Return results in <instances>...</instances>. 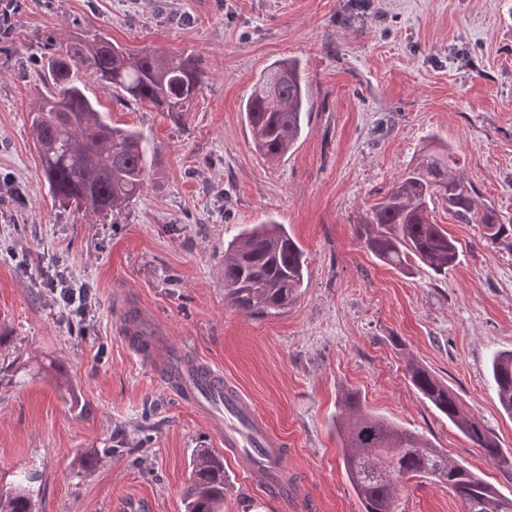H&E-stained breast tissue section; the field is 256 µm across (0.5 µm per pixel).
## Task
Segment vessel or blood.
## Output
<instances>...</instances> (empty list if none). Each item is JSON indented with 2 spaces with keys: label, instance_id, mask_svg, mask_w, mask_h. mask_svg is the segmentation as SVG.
<instances>
[{
  "label": "vessel or blood",
  "instance_id": "obj_1",
  "mask_svg": "<svg viewBox=\"0 0 512 512\" xmlns=\"http://www.w3.org/2000/svg\"><path fill=\"white\" fill-rule=\"evenodd\" d=\"M140 354L173 373L172 389L179 398L219 426L225 456L257 478L269 496L287 502L285 442L271 432L244 392L212 366L187 360L180 352L163 355L152 346Z\"/></svg>",
  "mask_w": 512,
  "mask_h": 512
}]
</instances>
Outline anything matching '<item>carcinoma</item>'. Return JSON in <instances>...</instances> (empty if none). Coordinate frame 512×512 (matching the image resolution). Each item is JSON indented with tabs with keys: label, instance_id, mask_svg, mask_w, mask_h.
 <instances>
[{
	"label": "carcinoma",
	"instance_id": "carcinoma-1",
	"mask_svg": "<svg viewBox=\"0 0 512 512\" xmlns=\"http://www.w3.org/2000/svg\"><path fill=\"white\" fill-rule=\"evenodd\" d=\"M41 63L51 87L31 112L30 129L49 191L77 211L106 216L121 211L142 195L158 152L139 131L113 125L87 94L86 82L161 112H185L203 86L198 59L150 47L130 51L98 32L64 48L48 39ZM310 97L298 61L266 67L243 106L254 149L271 161L284 157L302 135ZM476 195L457 170L455 152L447 145L430 147L360 217L356 236L382 263L399 269L411 259L446 275L459 262L460 250L432 221L436 202L460 223L480 225L490 243L506 233L495 208L479 204ZM305 271L304 251L284 225L257 224L224 249V298L248 317L280 315L297 299ZM491 369L499 404L512 416V351L495 355ZM406 372L419 394L485 457L512 468L495 434L447 386L417 363L408 364ZM337 408L343 466L362 512H397V488L411 478L448 486L465 512H512V497L418 433L368 411L357 392H344ZM190 465L185 512H224V457L194 448ZM32 479L25 474L0 484V512H35L26 486Z\"/></svg>",
	"mask_w": 512,
	"mask_h": 512
}]
</instances>
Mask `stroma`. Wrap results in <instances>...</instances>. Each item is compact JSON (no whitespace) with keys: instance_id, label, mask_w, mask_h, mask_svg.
I'll return each mask as SVG.
<instances>
[{"instance_id":"35a3bbf8","label":"stroma","mask_w":512,"mask_h":512,"mask_svg":"<svg viewBox=\"0 0 512 512\" xmlns=\"http://www.w3.org/2000/svg\"><path fill=\"white\" fill-rule=\"evenodd\" d=\"M100 30L132 50L197 57L204 84L186 114L88 94L113 124L161 146L157 178L118 214L55 202L41 177L30 113L48 86L43 39ZM294 58L312 87L301 139L272 162L242 112L259 74ZM447 144L482 202L512 225V0H25L0 40V480L37 473L36 512H184L194 448L215 427L134 354L119 313L145 311L162 349L223 371L288 444L291 512H361L342 464L336 400L359 392L374 413L423 435L512 496L500 469L410 384L428 369L512 454V417L489 366L512 350V235L436 206L459 263L439 275L397 269L362 248L354 226L427 145ZM283 224L307 259L297 300L252 318L224 301L221 263L241 231ZM91 288L79 335L50 284ZM224 512H282L229 469ZM398 512H464L447 486L413 478Z\"/></svg>"}]
</instances>
